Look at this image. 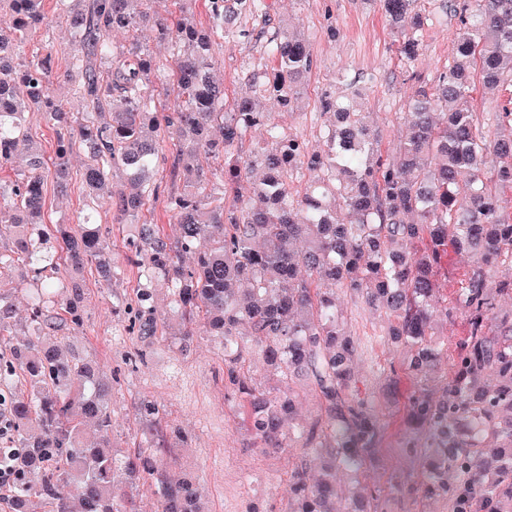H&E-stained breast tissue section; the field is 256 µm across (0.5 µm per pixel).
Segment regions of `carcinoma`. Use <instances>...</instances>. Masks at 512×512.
I'll return each instance as SVG.
<instances>
[{
	"instance_id": "carcinoma-1",
	"label": "carcinoma",
	"mask_w": 512,
	"mask_h": 512,
	"mask_svg": "<svg viewBox=\"0 0 512 512\" xmlns=\"http://www.w3.org/2000/svg\"><path fill=\"white\" fill-rule=\"evenodd\" d=\"M149 2L56 0L78 46L66 77L82 111L71 112L56 96L52 54L19 62L25 37L46 20L44 0H0L10 15L8 27L0 23V164L27 157V171L0 181V336L23 337L0 364V381L19 373L28 385L5 403L12 440L0 456L12 471L9 512H33L36 498L50 512H140L134 488L149 479L160 512H200L195 483L171 482L161 469L159 406L138 408L156 431L146 446L116 455L112 382L60 347L84 324L86 268L109 286L118 260L91 218L79 231L46 223L49 176L61 193L79 178L96 206L129 222L127 260L144 266L146 279L130 329L145 340L158 336L152 285H167L182 347L200 327L223 344L224 390L262 450L292 447L284 426L295 395L255 385L244 370L247 350L278 377L313 385L327 422L300 434L305 451L288 477L294 512H337L336 470H359L381 436L353 385L357 348L339 318L336 290L384 311L383 341L407 348L405 370L419 377L437 358L434 316L448 315L439 270L453 252L470 255L459 294L467 336L456 346L451 380L439 397L412 394L408 415L431 436L422 453L425 494L447 497L451 512H512V326L493 334L487 324L495 296L512 294V275L490 280L493 268L512 264V215L486 177L493 156L495 184L512 187V111L504 105L495 113L488 140L470 102L476 74L491 95L512 85V0H457L452 63L411 97L403 134L387 149L367 113L329 92L318 99L328 118L321 148L284 131L275 113L298 102L313 65L310 38L292 26L266 40L275 64L247 71L250 91L225 102L212 75L213 47L262 37L238 20L267 14V0H205L207 28L194 20V0H178L166 16L151 14ZM415 3L382 0L397 29L396 54L408 66L422 55L428 21ZM143 26L173 48L165 75L176 98L171 112L150 111L152 64L136 36ZM116 32L131 36L118 55L110 41ZM32 109L55 127L50 162L26 124ZM256 131L260 140L242 155ZM163 133L175 139L167 188L152 180ZM75 148L87 162L74 176ZM299 170L312 182L295 197L290 181ZM160 196L174 218L171 235L140 220ZM14 281L34 291L23 323L2 291ZM88 423L98 432L90 446Z\"/></svg>"
}]
</instances>
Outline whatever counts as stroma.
<instances>
[{"label":"stroma","instance_id":"stroma-1","mask_svg":"<svg viewBox=\"0 0 512 512\" xmlns=\"http://www.w3.org/2000/svg\"><path fill=\"white\" fill-rule=\"evenodd\" d=\"M273 3L272 26L289 22L313 36L314 66L302 103L280 118L288 132L303 137L313 148L321 145L326 123L317 109L323 92L356 98L361 110L369 113L382 143L389 145L400 130L408 99L420 86L433 84L452 60L451 35L458 18L444 14L440 0H417V10L429 15L430 23L424 32L423 53L410 70L395 53L394 36L379 0ZM44 11L46 25L31 36L20 58L28 61L36 54H51L54 69L61 73L70 66L73 38L55 0H44ZM260 64H272L261 44L231 41L216 46L212 72L223 83L226 100L245 91L246 71ZM341 72L346 75L342 81L337 78ZM44 198L47 223L74 226L85 215H92L119 263L118 275L109 286L100 283L93 271L85 272V322L70 339L76 350L117 377L112 391L113 448L123 453L144 446L148 430L138 417V407L142 400L155 401L163 424L188 437L184 443L167 438L162 468L171 480L186 473L196 478L205 512H291L288 476L303 450L296 447L265 454L249 447L241 410L224 394L222 346L201 336L190 351H182L162 285L156 300L165 323L162 336L145 343L118 316V309L133 302L144 283L138 267L126 260L127 225L117 223L111 212L93 208L76 181L64 194L54 183H46ZM472 265V258L455 255L438 275L440 292L453 316L440 339L436 367L419 384L436 395L452 375L455 345L467 331L457 290ZM336 306L358 348L356 388L371 403L382 425L377 449L366 465L356 473H337L341 495L361 494L373 512H450L446 499L424 496L422 460L405 447L409 440L424 443L426 433L408 422L407 401L419 385L402 369L404 350L381 341L382 319L361 296L339 291Z\"/></svg>","mask_w":512,"mask_h":512}]
</instances>
